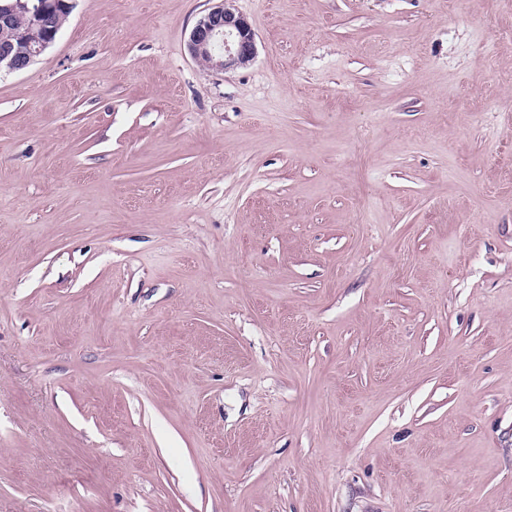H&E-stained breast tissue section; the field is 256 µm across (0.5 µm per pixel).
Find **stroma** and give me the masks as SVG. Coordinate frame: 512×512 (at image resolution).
I'll return each mask as SVG.
<instances>
[{"label":"stroma","instance_id":"1","mask_svg":"<svg viewBox=\"0 0 512 512\" xmlns=\"http://www.w3.org/2000/svg\"><path fill=\"white\" fill-rule=\"evenodd\" d=\"M210 6L0 73V512H512V0ZM220 3L203 15L191 29L187 49L192 58H208L209 66L230 71L254 60L255 34L245 17L233 8L235 0Z\"/></svg>","mask_w":512,"mask_h":512}]
</instances>
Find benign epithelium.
<instances>
[{
  "label": "benign epithelium",
  "mask_w": 512,
  "mask_h": 512,
  "mask_svg": "<svg viewBox=\"0 0 512 512\" xmlns=\"http://www.w3.org/2000/svg\"><path fill=\"white\" fill-rule=\"evenodd\" d=\"M233 2L219 0L218 5L196 22L187 39V49L192 58L200 60L206 57L211 68L224 72L247 65L257 53L254 31L247 19L235 11ZM19 6L29 7L34 23L39 24L47 14H70L74 3L73 0H37L30 5L28 0H15L9 9L0 11V16L7 17L9 11ZM59 31L58 27L46 30L42 39L24 54L14 52L7 43H0V72L27 68L55 42Z\"/></svg>",
  "instance_id": "benign-epithelium-1"
}]
</instances>
